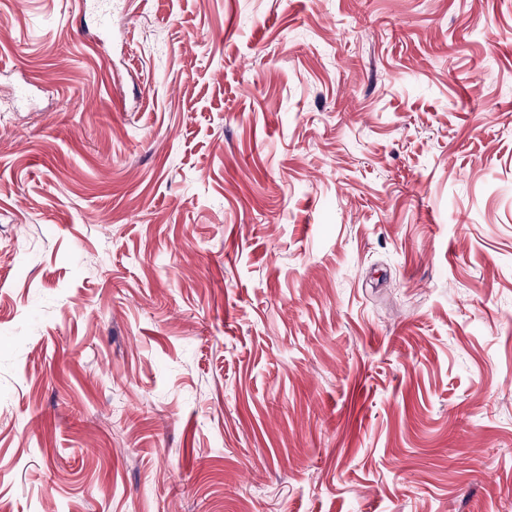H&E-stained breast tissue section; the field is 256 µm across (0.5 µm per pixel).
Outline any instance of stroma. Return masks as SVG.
<instances>
[{"instance_id":"35a3bbf8","label":"stroma","mask_w":512,"mask_h":512,"mask_svg":"<svg viewBox=\"0 0 512 512\" xmlns=\"http://www.w3.org/2000/svg\"><path fill=\"white\" fill-rule=\"evenodd\" d=\"M8 512H512V0H0Z\"/></svg>"}]
</instances>
